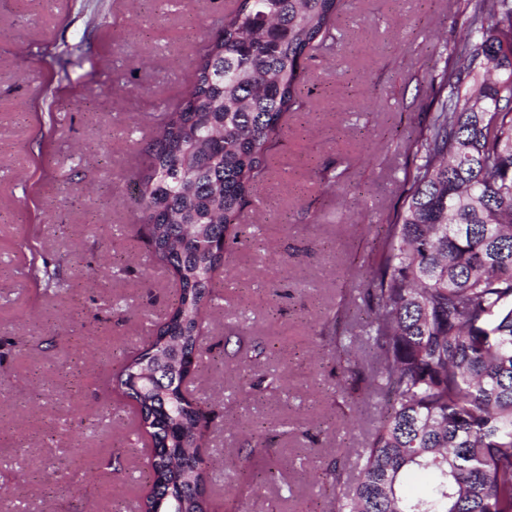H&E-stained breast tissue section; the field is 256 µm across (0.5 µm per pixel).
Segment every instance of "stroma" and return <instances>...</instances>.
Segmentation results:
<instances>
[{"instance_id": "obj_1", "label": "stroma", "mask_w": 512, "mask_h": 512, "mask_svg": "<svg viewBox=\"0 0 512 512\" xmlns=\"http://www.w3.org/2000/svg\"><path fill=\"white\" fill-rule=\"evenodd\" d=\"M225 2L0 0V512H138L151 489L148 437L112 377L177 284L137 238L132 178ZM336 25L226 243L185 382L208 412L216 512H336L326 472L357 477L380 415L359 288L431 117L430 75L467 26L457 0H347ZM32 237L61 267L59 295L27 275ZM338 334L357 337L350 353Z\"/></svg>"}]
</instances>
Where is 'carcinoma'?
Segmentation results:
<instances>
[{
  "instance_id": "1",
  "label": "carcinoma",
  "mask_w": 512,
  "mask_h": 512,
  "mask_svg": "<svg viewBox=\"0 0 512 512\" xmlns=\"http://www.w3.org/2000/svg\"><path fill=\"white\" fill-rule=\"evenodd\" d=\"M465 59L433 76L431 123L410 138L418 163L362 283L364 326L385 408L355 484L330 473L336 512H512V0H464ZM345 0H235L204 37L191 83L142 149L138 236L172 269L179 293L151 343L179 370L117 385L141 406L155 443L154 493L141 512H211L205 471L186 474L182 432L207 419L181 385L196 366L213 273L240 223L284 119L305 107L306 61L336 43ZM27 275L57 295V265L31 252ZM429 478L418 497L403 479Z\"/></svg>"
}]
</instances>
